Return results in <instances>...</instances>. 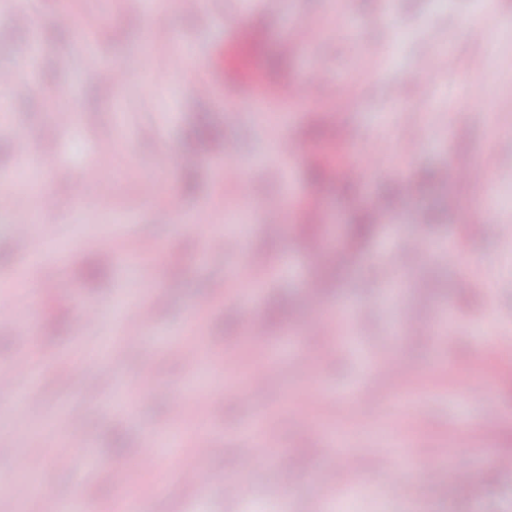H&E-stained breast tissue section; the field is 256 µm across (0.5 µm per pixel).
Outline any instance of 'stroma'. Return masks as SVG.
I'll list each match as a JSON object with an SVG mask.
<instances>
[{
  "instance_id": "obj_1",
  "label": "stroma",
  "mask_w": 512,
  "mask_h": 512,
  "mask_svg": "<svg viewBox=\"0 0 512 512\" xmlns=\"http://www.w3.org/2000/svg\"><path fill=\"white\" fill-rule=\"evenodd\" d=\"M224 15L208 9L183 12L159 8L152 18L118 0H32L28 18L0 25V66L14 67L28 88L13 103L0 132V176L14 175V137L22 133L37 150L57 155L59 169L41 179L53 202L44 211L47 233L37 274L26 286L35 301L24 304L23 320H0V363L26 365L37 358V389L26 410L0 397V446L26 436L24 465H36L44 492L23 498L0 490V512H51L54 500L80 495L92 512H115L124 496L106 472L87 478L83 467L61 470L44 456V436L54 435L80 451L92 440L101 460L135 466L132 491L161 484L146 497L145 512H512V475L496 465L512 455V206L499 208L489 195L512 198V0H494L497 23L480 34L465 25L485 13L484 0H284L282 13L255 8L237 12L223 0ZM304 14L310 32L279 49L268 38L283 14ZM241 30L226 57L250 60L252 82L301 79L311 59L327 71L314 91L299 90L295 101L258 115L245 101L221 102L195 96L190 86L207 80L199 65L225 28ZM97 54L134 72V80L104 83L83 59L81 39ZM452 52L457 70L435 66ZM70 68L57 70L54 53ZM485 67L479 81L469 71ZM360 75L355 88L346 79ZM209 127L210 138L195 132ZM329 133L326 146L302 145L291 169L277 155L282 137L299 139L310 128ZM383 137L388 153L379 171L345 195L316 189L309 160L345 172L372 140ZM233 145L242 166L254 168L247 182L224 178V147ZM110 149L119 166L101 168L94 159ZM482 163L483 192L450 184L412 189L424 168H460ZM158 188L146 198L144 186ZM106 181L111 194L93 195L91 184ZM403 186L388 224L360 248L341 272L334 290L315 310L325 315L349 307L351 316L324 334L306 331L310 306L304 286L348 241L356 212L374 206L386 185ZM178 195L183 213L165 220L167 195ZM292 201L281 215L267 205ZM316 210L323 241L310 258L289 232L303 212ZM226 226L222 249L210 251L216 226ZM128 251L137 268L111 263L92 281L89 265L101 256ZM250 274L258 288L240 292L236 273ZM151 284V347L125 342V322L113 307L136 299ZM288 301L290 318L265 336L247 333L249 321L265 319L272 302ZM101 311L99 340L79 344L80 304ZM425 323L404 335L398 311ZM452 312L453 323L437 322ZM491 334H479L483 323ZM352 339L341 342L343 332ZM193 338L196 358L178 347ZM305 346L310 361L298 368L285 338ZM112 346V359L84 370L80 356ZM397 358L417 395L407 418L397 417L388 397L355 400L369 383L370 364ZM266 365L265 385L245 386L243 395L217 389L213 404L183 415L187 436L206 441L216 456L197 460L200 469L245 476L251 495L225 498L221 483L205 491L177 483L165 469L140 470L146 430L171 420L167 395L192 390L204 369L241 381L245 364ZM150 375L155 386L136 399L132 414L113 412L108 396L119 385ZM492 396L499 416L485 421L465 387ZM265 412L281 449L298 457V473L284 483L258 457L244 456L241 430ZM402 429L416 454L418 470L399 478L376 448L393 429ZM358 457L359 490L328 492L315 476L339 464L337 443ZM473 469L475 481L461 489L444 473L436 449Z\"/></svg>"
}]
</instances>
